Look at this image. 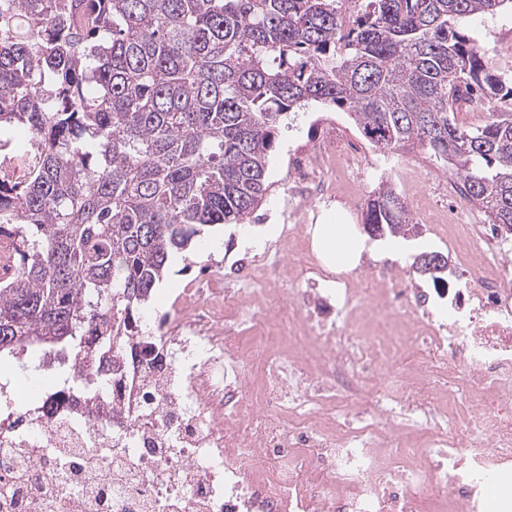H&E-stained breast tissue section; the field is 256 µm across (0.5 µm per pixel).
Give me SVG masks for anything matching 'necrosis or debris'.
<instances>
[{
	"mask_svg": "<svg viewBox=\"0 0 512 512\" xmlns=\"http://www.w3.org/2000/svg\"><path fill=\"white\" fill-rule=\"evenodd\" d=\"M317 157L287 204L359 205L353 163ZM448 195L430 222L456 269L446 288L388 261L326 272L286 224L285 268L309 287L276 317L254 307L276 299L269 250L237 289L214 273L185 289L176 323L119 350L121 375L67 355L79 383L22 405L0 383V512H422L421 484L442 512H483L512 477V228L483 223L456 182Z\"/></svg>",
	"mask_w": 512,
	"mask_h": 512,
	"instance_id": "necrosis-or-debris-1",
	"label": "necrosis or debris"
}]
</instances>
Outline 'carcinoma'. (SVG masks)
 Segmentation results:
<instances>
[{"label": "carcinoma", "instance_id": "1", "mask_svg": "<svg viewBox=\"0 0 512 512\" xmlns=\"http://www.w3.org/2000/svg\"><path fill=\"white\" fill-rule=\"evenodd\" d=\"M512 0H0V355L133 335L173 253L246 224L267 196L288 115L347 113L383 154L425 151L489 224L512 228V107L464 128L475 99L512 100L464 25ZM394 183L363 229L397 240Z\"/></svg>", "mask_w": 512, "mask_h": 512}]
</instances>
